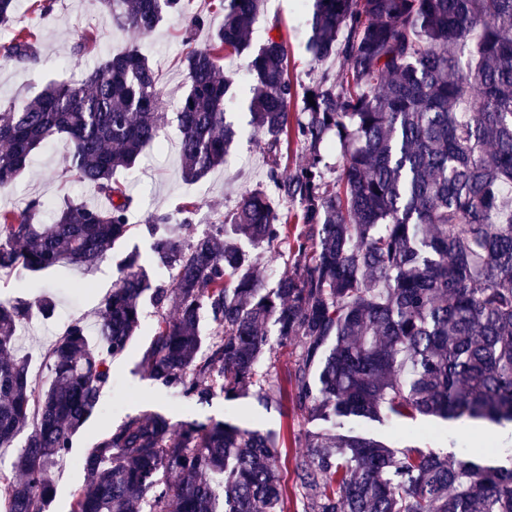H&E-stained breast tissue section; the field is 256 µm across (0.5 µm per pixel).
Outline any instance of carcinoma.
<instances>
[{
    "label": "carcinoma",
    "mask_w": 512,
    "mask_h": 512,
    "mask_svg": "<svg viewBox=\"0 0 512 512\" xmlns=\"http://www.w3.org/2000/svg\"><path fill=\"white\" fill-rule=\"evenodd\" d=\"M142 34L164 15L186 41L207 25L183 0H103ZM224 23L184 57L177 104L181 174L195 182L224 164L237 137L226 120L232 77L218 55H241L263 0H220ZM313 60L343 61L307 86L288 75V45L270 36L252 54L249 125L268 158L269 186L245 191L231 217L190 242L181 217L147 220L150 251L134 250L97 322H70L45 355L36 391L18 338L50 296L0 303V447L34 419L4 478L8 512H49L50 473L100 408L110 364L141 327L144 302L166 314L141 365L199 404L252 390L287 395L327 428L294 436L302 512H512V467L390 448L344 421L488 420L512 424V0H314L306 18ZM0 59L38 62L32 32ZM313 98H307V93ZM299 111H289L291 102ZM165 122L154 67L136 45L113 51L77 84L53 82L0 112V189L43 144H71L67 172L105 205L64 199L0 209V271L92 267L131 230L132 198L114 179L161 144ZM296 144L306 162L281 169ZM336 149V163L328 151ZM336 172L334 180L328 174ZM298 205L294 222L272 198ZM247 242L289 266L273 287ZM175 271L170 284L153 271ZM291 347L278 381L267 325ZM277 438L213 419L128 417L83 457L70 512H288L273 459Z\"/></svg>",
    "instance_id": "1"
}]
</instances>
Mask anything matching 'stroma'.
Masks as SVG:
<instances>
[{"label":"stroma","instance_id":"obj_1","mask_svg":"<svg viewBox=\"0 0 512 512\" xmlns=\"http://www.w3.org/2000/svg\"><path fill=\"white\" fill-rule=\"evenodd\" d=\"M32 2L17 0L13 26L0 27V46L9 43L16 30H32L37 36L40 62L29 68L14 64L0 66L1 106L13 100H32L51 82L78 81L102 57L134 41L141 46L158 74L167 112H174L187 89L183 63L187 46L181 17L166 16L152 33L141 34L119 28L100 0H53L51 11L45 15L34 12ZM306 14L303 0H266L251 34L252 44L258 46L266 41L269 27L278 25L288 44L290 74L300 84L310 83L325 73H336L341 67L336 60L312 63L305 49ZM89 30L97 36L96 50L84 55L74 54V45ZM161 140V145L146 148L136 168L116 174L117 180L128 184L135 199L130 213L131 234L116 243L105 259L87 271L50 268L31 273L18 268L0 272V302L35 298L39 286L43 285L54 296L58 311L64 312L67 319L95 322L102 301L119 276L122 257L135 248L148 249L145 222L149 216H174L184 204L195 203L198 211L188 232L193 238L210 230L217 213L232 212L245 190L266 180L263 146L252 138L249 126H242L224 166L193 183L184 182L180 175V134L176 121H169ZM68 153L69 146L62 139L37 149L28 169L15 185L0 190V207L19 210L33 196L45 198L53 207L67 196L97 203L93 189L64 178ZM158 318L156 308L149 304L144 306L137 336L128 350L111 363L112 383L101 395L99 414L90 418L73 437L70 456L52 470L51 479L57 491L52 512H69L71 496L83 482L77 462L93 447L99 435L127 417L147 410L165 412L176 422L212 417L231 419L248 428L280 432L282 438L274 463L283 485L294 486L295 461L300 451L294 446L293 435L309 429L306 416L286 399L268 407L253 394L238 401H227L219 395L210 404L198 405L166 390L151 380L139 365L141 350L150 342ZM368 431L390 447L412 443L441 456L459 455L467 443L485 439L497 447L495 454L485 458V465L512 464V433L503 434L501 426L490 423L465 420L444 423L427 417L415 423L414 435L410 438L401 428L387 423L371 424Z\"/></svg>","mask_w":512,"mask_h":512}]
</instances>
